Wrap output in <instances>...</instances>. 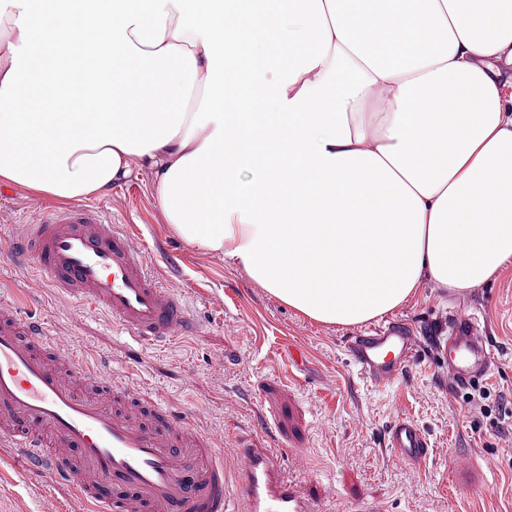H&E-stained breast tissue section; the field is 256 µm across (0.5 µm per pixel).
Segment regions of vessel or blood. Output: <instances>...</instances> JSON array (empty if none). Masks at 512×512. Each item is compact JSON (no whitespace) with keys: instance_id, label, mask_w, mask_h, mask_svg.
Returning <instances> with one entry per match:
<instances>
[{"instance_id":"vessel-or-blood-1","label":"vessel or blood","mask_w":512,"mask_h":512,"mask_svg":"<svg viewBox=\"0 0 512 512\" xmlns=\"http://www.w3.org/2000/svg\"><path fill=\"white\" fill-rule=\"evenodd\" d=\"M9 254L54 288L62 306L107 313L138 345L177 341L194 330L184 291L148 266L136 238L97 205L61 207L21 225ZM346 351L362 375L391 385L417 363L418 337L404 322L369 327L350 337ZM442 351L455 390L484 375L492 360L474 315L449 324ZM90 381L112 394L128 391L43 320L20 319L16 304L0 302V447L22 457L30 473L72 488L92 512H316L283 475L274 446L235 449L237 466L228 469L223 440L199 431L163 399L148 397L150 424L84 395L81 387ZM386 438L409 465L430 454L406 415L394 418ZM104 484L115 489L113 498L99 494Z\"/></svg>"}]
</instances>
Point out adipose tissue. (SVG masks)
Wrapping results in <instances>:
<instances>
[{
	"label": "adipose tissue",
	"instance_id": "adipose-tissue-1",
	"mask_svg": "<svg viewBox=\"0 0 512 512\" xmlns=\"http://www.w3.org/2000/svg\"><path fill=\"white\" fill-rule=\"evenodd\" d=\"M45 2L0 0V184L72 200L148 170L178 236L328 325L512 264V0ZM245 25L298 60L252 44L264 108L235 112Z\"/></svg>",
	"mask_w": 512,
	"mask_h": 512
}]
</instances>
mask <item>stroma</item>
Here are the masks:
<instances>
[{
	"label": "stroma",
	"instance_id": "stroma-1",
	"mask_svg": "<svg viewBox=\"0 0 512 512\" xmlns=\"http://www.w3.org/2000/svg\"><path fill=\"white\" fill-rule=\"evenodd\" d=\"M112 223L134 231L143 255L188 296L194 337L138 347L114 330L108 314L56 306L31 268L0 262V299L22 316L45 318L84 354L134 390L163 398L174 412L197 405V424L227 444H274L284 475L322 512H512V417L498 422L499 402L512 410V266L485 285L456 292L427 282L375 326L409 322L421 338L420 363L391 387L363 378L345 341L351 326L315 322L252 282L234 260L206 253L164 224L153 179L137 170L96 198ZM60 200L0 185V253L13 227L47 215ZM476 314L493 365L468 388H448V363L436 346L450 320ZM404 411L425 432L431 454L421 467L386 446L385 431ZM54 492L48 477L26 472L0 447V512H42ZM55 493V492H54Z\"/></svg>",
	"mask_w": 512,
	"mask_h": 512
}]
</instances>
